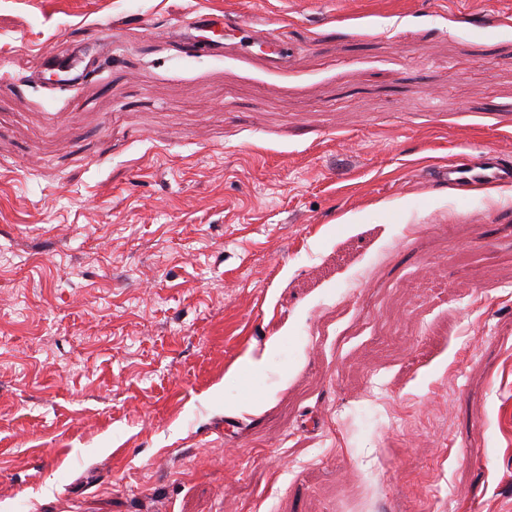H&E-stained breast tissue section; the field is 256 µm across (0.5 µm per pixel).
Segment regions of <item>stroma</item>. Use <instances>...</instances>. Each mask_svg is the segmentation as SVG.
I'll list each match as a JSON object with an SVG mask.
<instances>
[{
	"label": "stroma",
	"instance_id": "1",
	"mask_svg": "<svg viewBox=\"0 0 512 512\" xmlns=\"http://www.w3.org/2000/svg\"><path fill=\"white\" fill-rule=\"evenodd\" d=\"M493 148L512 0H0V512H512ZM240 37L242 50L254 45L265 48V57L273 68L285 67L291 51L288 37L256 28L253 23L230 19L228 16L197 14L179 25V41L192 53L206 52L220 57L224 53V39ZM110 47L107 40H103L99 45V50L96 55L86 61L81 51L72 53L69 58L65 60H58L50 58L45 69H57L59 72L64 73L63 78L55 80L56 82H65L64 84H57L53 86H69L82 81L89 80L95 73L99 61L104 56H109ZM44 71V72H45ZM38 77L40 81H44L43 74ZM509 152L491 150L477 158L448 163L444 181L448 186L468 190L472 187H498L512 183Z\"/></svg>",
	"mask_w": 512,
	"mask_h": 512
}]
</instances>
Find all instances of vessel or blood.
<instances>
[{"mask_svg": "<svg viewBox=\"0 0 512 512\" xmlns=\"http://www.w3.org/2000/svg\"><path fill=\"white\" fill-rule=\"evenodd\" d=\"M235 36L242 50L253 46L265 49L268 64L274 68L285 67L291 51L286 36L256 28L253 23L227 16L198 14L184 20L179 26V41L190 52H204L219 57L224 53V41ZM110 53L108 42H101L98 54L85 58L82 53L69 58L49 59L48 68L58 70L65 84L73 85L89 80L95 73L101 57ZM445 180L450 187L467 190L477 186L498 187L512 183V155L505 151L491 150L476 158L449 163Z\"/></svg>", "mask_w": 512, "mask_h": 512, "instance_id": "b4317fda", "label": "vessel or blood"}]
</instances>
